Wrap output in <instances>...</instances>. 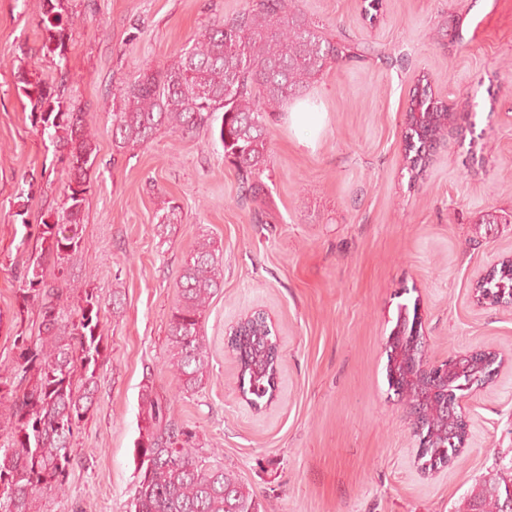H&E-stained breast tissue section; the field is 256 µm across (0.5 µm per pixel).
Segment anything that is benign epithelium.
Segmentation results:
<instances>
[{
	"mask_svg": "<svg viewBox=\"0 0 512 512\" xmlns=\"http://www.w3.org/2000/svg\"><path fill=\"white\" fill-rule=\"evenodd\" d=\"M423 336L420 334L418 322L410 328L399 327L389 338L390 354L398 360V367L389 373V381L396 391L407 389L408 384L418 385L413 409L432 403L440 395L448 394V381L466 375L474 377L478 384H468L463 390L470 391L473 387H485L489 381H480V368L490 361L502 363L498 350L479 348L460 353L447 361L436 364L423 358Z\"/></svg>",
	"mask_w": 512,
	"mask_h": 512,
	"instance_id": "obj_1",
	"label": "benign epithelium"
}]
</instances>
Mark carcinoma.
<instances>
[{"instance_id":"1","label":"carcinoma","mask_w":512,"mask_h":512,"mask_svg":"<svg viewBox=\"0 0 512 512\" xmlns=\"http://www.w3.org/2000/svg\"><path fill=\"white\" fill-rule=\"evenodd\" d=\"M67 0H40L44 46L57 54V76L19 78L31 117L48 135L68 179L67 192L50 224L23 222L19 248L36 241L37 252L18 269L17 314L36 309L38 332L15 336L17 356L0 376V512H44L43 501L65 489L72 466L74 432L95 401L97 370L106 347L102 305L93 288L74 296L63 287L71 253L81 247L87 175L96 164L87 113L67 106L66 42L74 22ZM346 56L325 37L324 25L286 0H251L247 9L192 39L169 65L142 69L116 95L112 145L122 152L149 143L161 129L192 134L212 126L222 113L219 138L224 160L237 171L244 197L266 196L261 175L270 157L269 119L302 96L326 67ZM458 118L457 110L433 99L428 86L414 95L405 118L406 168L417 179L434 145ZM215 241L204 239L184 258L171 310L166 362L179 389L195 393L210 377L201 324L221 287ZM246 402L260 407L277 389L279 348L267 317L255 311L229 338ZM140 435L134 449L133 512H265L257 494L236 473L200 454L195 432L179 424L153 383L139 393ZM424 430L437 444L420 455L431 472L455 457L443 448V413L422 408ZM512 496V479L479 485L468 509L501 512Z\"/></svg>"}]
</instances>
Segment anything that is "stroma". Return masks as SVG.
Returning <instances> with one entry per match:
<instances>
[{
  "instance_id": "stroma-1",
  "label": "stroma",
  "mask_w": 512,
  "mask_h": 512,
  "mask_svg": "<svg viewBox=\"0 0 512 512\" xmlns=\"http://www.w3.org/2000/svg\"><path fill=\"white\" fill-rule=\"evenodd\" d=\"M293 3L331 41L365 53L330 64L269 122L268 193L252 202L216 129H163L149 144L112 146L114 93L245 0H68L67 100L88 113L98 159L67 285L96 289L106 351L69 485L48 512H129L138 395L149 379L204 455L235 471L266 512H463L479 484L512 475V305L486 308L474 294L512 255V224L475 221L512 211V0H382L372 18L363 0ZM22 73L56 75L39 0H0V374L18 329L34 326L33 315L16 317L22 225L57 208L67 182L18 91ZM424 75L461 117L414 181L403 128ZM292 112L319 113L318 130L300 132ZM171 202L179 221L163 237L157 217ZM204 238L221 246L223 283L202 326L210 379L184 394L165 363L168 320L183 259ZM256 311L271 321L280 355L277 396L258 410L243 399L227 348L231 326ZM402 312L417 316L430 361L487 347L503 358L496 379L461 402L463 452L428 477L411 408L387 378L386 342Z\"/></svg>"
}]
</instances>
